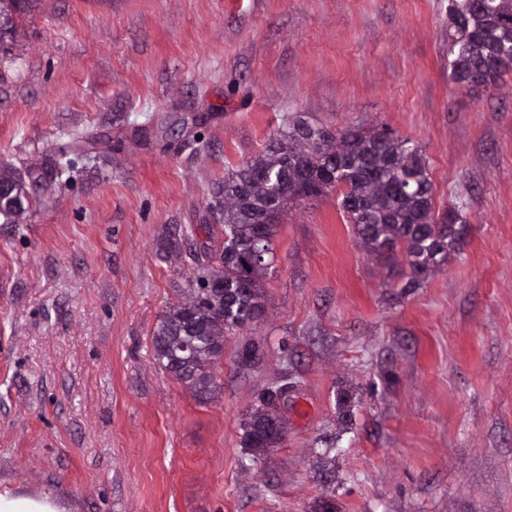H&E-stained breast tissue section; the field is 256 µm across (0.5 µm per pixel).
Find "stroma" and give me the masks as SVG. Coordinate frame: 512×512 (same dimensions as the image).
Instances as JSON below:
<instances>
[{
	"instance_id": "35a3bbf8",
	"label": "stroma",
	"mask_w": 512,
	"mask_h": 512,
	"mask_svg": "<svg viewBox=\"0 0 512 512\" xmlns=\"http://www.w3.org/2000/svg\"><path fill=\"white\" fill-rule=\"evenodd\" d=\"M452 28L448 0H40L0 48V166L34 200L0 216V488L67 512H512V71L458 87ZM298 113L421 145L461 237L407 291L336 193L292 205L264 314L195 396L152 332L225 172ZM285 372L288 434L259 455L243 424Z\"/></svg>"
}]
</instances>
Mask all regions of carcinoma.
Segmentation results:
<instances>
[{"label":"carcinoma","mask_w":512,"mask_h":512,"mask_svg":"<svg viewBox=\"0 0 512 512\" xmlns=\"http://www.w3.org/2000/svg\"><path fill=\"white\" fill-rule=\"evenodd\" d=\"M38 0H0V36L15 33ZM456 34L451 79L459 87L493 85L512 68V0H449ZM14 195L0 214L19 223L29 210L27 184L0 166ZM340 189L339 207L362 247L400 268L404 288H418L458 241L459 210L433 207L428 160L421 147L381 126L329 128L297 116L263 151L224 177L214 210L222 218L219 249L199 264L184 300L167 308L152 333L155 362L192 393L214 387L224 339L264 313L260 280L274 262L277 228L288 205ZM284 383L264 390L243 425V444L262 454L287 435L273 411Z\"/></svg>","instance_id":"obj_1"}]
</instances>
